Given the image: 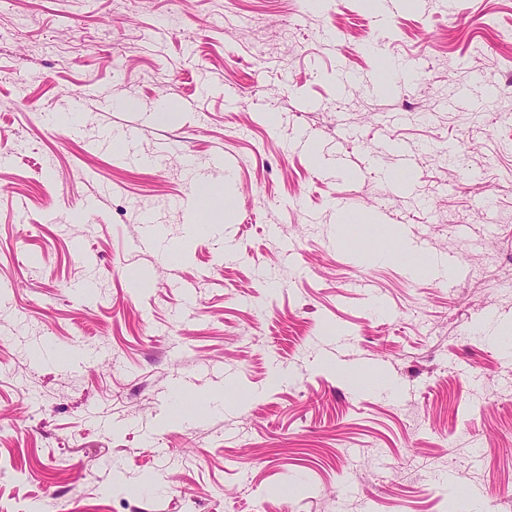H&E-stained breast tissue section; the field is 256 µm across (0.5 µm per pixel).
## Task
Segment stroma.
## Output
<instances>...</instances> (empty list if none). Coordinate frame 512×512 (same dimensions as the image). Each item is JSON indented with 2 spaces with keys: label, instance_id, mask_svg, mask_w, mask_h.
<instances>
[{
  "label": "stroma",
  "instance_id": "35a3bbf8",
  "mask_svg": "<svg viewBox=\"0 0 512 512\" xmlns=\"http://www.w3.org/2000/svg\"><path fill=\"white\" fill-rule=\"evenodd\" d=\"M0 512H512V0H0Z\"/></svg>",
  "mask_w": 512,
  "mask_h": 512
}]
</instances>
